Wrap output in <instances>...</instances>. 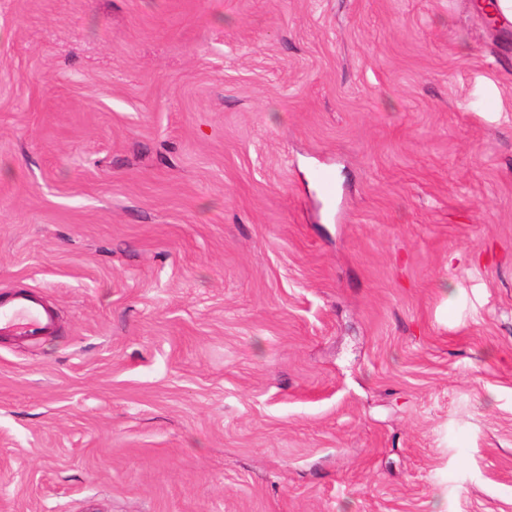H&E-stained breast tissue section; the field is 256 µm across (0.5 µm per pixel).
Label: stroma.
<instances>
[{"label":"stroma","instance_id":"35a3bbf8","mask_svg":"<svg viewBox=\"0 0 512 512\" xmlns=\"http://www.w3.org/2000/svg\"><path fill=\"white\" fill-rule=\"evenodd\" d=\"M22 290L0 512H512V25L0 0ZM54 315L35 292L13 295L0 301V333L36 338L54 329Z\"/></svg>","mask_w":512,"mask_h":512}]
</instances>
